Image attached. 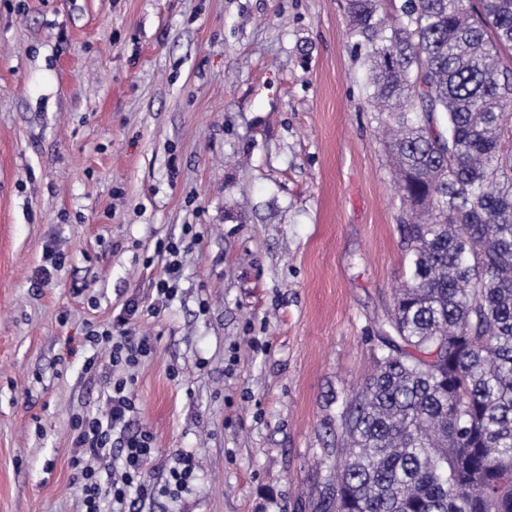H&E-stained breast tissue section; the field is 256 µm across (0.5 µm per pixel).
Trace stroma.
Returning <instances> with one entry per match:
<instances>
[{
	"label": "stroma",
	"mask_w": 512,
	"mask_h": 512,
	"mask_svg": "<svg viewBox=\"0 0 512 512\" xmlns=\"http://www.w3.org/2000/svg\"><path fill=\"white\" fill-rule=\"evenodd\" d=\"M347 3L0 0V512H85L71 421L114 377L157 448L129 512H312L408 278ZM131 300L154 352L86 371ZM181 264L177 259H166L163 267V273L159 275L154 282L156 292L155 304L152 309L158 313L170 300L174 298L177 292L176 282L180 279ZM178 466L171 468L169 472L168 486L173 487L172 493L177 494L189 487L194 478L195 465L191 459L182 458L181 462H177Z\"/></svg>",
	"instance_id": "1"
}]
</instances>
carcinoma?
I'll list each match as a JSON object with an SVG mask.
<instances>
[{"mask_svg":"<svg viewBox=\"0 0 512 512\" xmlns=\"http://www.w3.org/2000/svg\"><path fill=\"white\" fill-rule=\"evenodd\" d=\"M410 276L314 512H512V0H349Z\"/></svg>","mask_w":512,"mask_h":512,"instance_id":"carcinoma-1","label":"carcinoma"}]
</instances>
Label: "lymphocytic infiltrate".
Segmentation results:
<instances>
[{
    "instance_id": "lymphocytic-infiltrate-1",
    "label": "lymphocytic infiltrate",
    "mask_w": 512,
    "mask_h": 512,
    "mask_svg": "<svg viewBox=\"0 0 512 512\" xmlns=\"http://www.w3.org/2000/svg\"><path fill=\"white\" fill-rule=\"evenodd\" d=\"M182 242L161 241L156 245L158 255L166 263L155 282V306L163 308L176 294L175 285L181 275L177 256ZM139 306L129 302L112 326L91 331L95 346L104 351L109 365L134 366L148 356L153 345L150 337L133 335L129 324L136 317ZM127 379H116L108 396V409L104 417L78 416L72 421L74 430L72 466L83 496L85 512H103L105 501L123 505L129 494L146 498L154 491L145 477L144 468L155 450L150 432L133 428L136 405L127 392ZM117 455L121 473L109 481H101L98 462Z\"/></svg>"
}]
</instances>
